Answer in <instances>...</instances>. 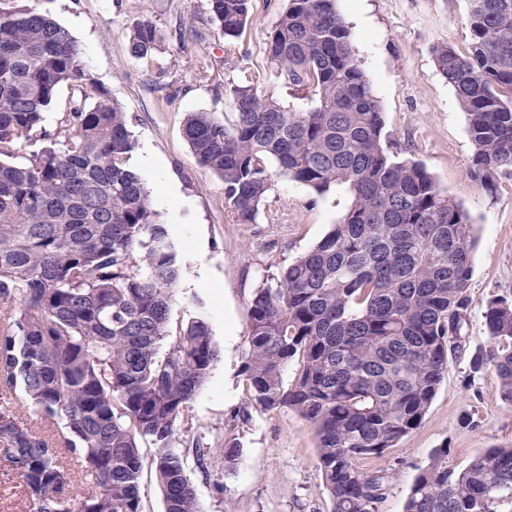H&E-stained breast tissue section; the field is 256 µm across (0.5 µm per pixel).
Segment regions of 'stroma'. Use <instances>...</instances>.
I'll return each mask as SVG.
<instances>
[{"label":"stroma","mask_w":512,"mask_h":512,"mask_svg":"<svg viewBox=\"0 0 512 512\" xmlns=\"http://www.w3.org/2000/svg\"><path fill=\"white\" fill-rule=\"evenodd\" d=\"M18 10L51 15L79 42L86 70L123 107L137 142L130 167L152 192L153 208L174 241L183 274L171 327L195 319L209 325L219 358L178 424L175 448L204 512H331L318 467L312 427L293 411L252 404L240 374L254 292L314 247L339 223L351 197L325 194L274 176L254 223L234 222L224 208V183L202 169L183 134L187 113L235 119L233 86L258 79L286 109L305 112L313 100L295 95L269 69L266 43L286 0H252L240 37H225L208 0H6ZM358 58L385 117L384 133L399 157L423 162L440 188L463 204L478 229L462 352L447 371L423 423L383 456L359 460L366 475L385 476L379 512H403L415 476L435 449L464 469L488 448L512 446V405L501 400L493 367L472 372L471 354L488 347L487 302L512 294V177L486 190L469 175L473 145L454 88L438 73L431 50L470 46L467 0H336ZM154 22L163 43L151 57L126 51L139 21ZM238 444L234 466L224 448ZM204 463H197V450Z\"/></svg>","instance_id":"35a3bbf8"}]
</instances>
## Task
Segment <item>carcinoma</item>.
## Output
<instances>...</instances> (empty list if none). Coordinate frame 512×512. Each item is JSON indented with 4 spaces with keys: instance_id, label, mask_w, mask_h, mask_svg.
<instances>
[{
    "instance_id": "obj_1",
    "label": "carcinoma",
    "mask_w": 512,
    "mask_h": 512,
    "mask_svg": "<svg viewBox=\"0 0 512 512\" xmlns=\"http://www.w3.org/2000/svg\"><path fill=\"white\" fill-rule=\"evenodd\" d=\"M251 2L209 0L224 36L241 35ZM469 4L468 53L442 44L432 55L467 114L470 175L491 188L512 176V0ZM162 40L153 22H138L127 52L144 58ZM266 55L317 105L290 112L272 93L236 85L232 124L209 112L185 118L197 164L224 182V207L239 224L256 220L272 162L319 194L345 188L351 204L255 291L241 375L255 405L314 424L331 512H378L385 477L356 462L421 425L448 351L464 348L476 224L422 163L390 156L336 0H288ZM63 84L79 99L50 133L44 112ZM135 147L126 113L86 72L71 32L46 14L0 8V381L22 392L0 396V449L33 512H143L147 446L165 512H203L173 444L219 351L202 319L171 337L182 269L128 166ZM483 318L490 346L470 366L493 365L512 405V297L491 299ZM30 407L60 427H28ZM404 512H512V447L488 448L460 472L436 449Z\"/></svg>"
}]
</instances>
